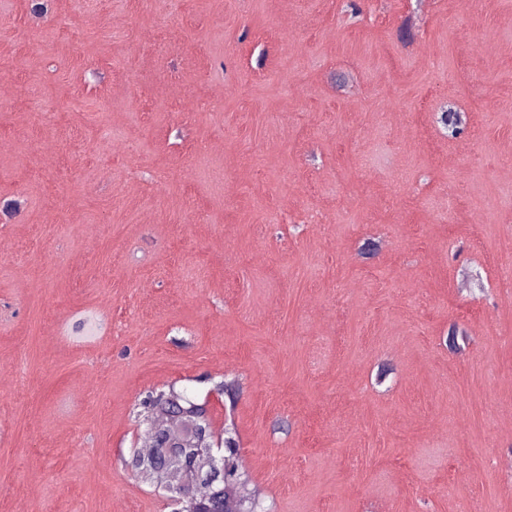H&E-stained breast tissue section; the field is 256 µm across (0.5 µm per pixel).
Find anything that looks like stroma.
Here are the masks:
<instances>
[{
  "label": "stroma",
  "mask_w": 512,
  "mask_h": 512,
  "mask_svg": "<svg viewBox=\"0 0 512 512\" xmlns=\"http://www.w3.org/2000/svg\"><path fill=\"white\" fill-rule=\"evenodd\" d=\"M0 84V512H172L171 386L270 512H512V0H0ZM154 392L149 394L140 404L136 412L139 424H144L143 417L150 411L157 418L152 421V448H143L150 451L147 454L137 453L127 462L136 475L146 470L164 468L175 464L190 475L209 470L208 456L204 448L215 447L212 423L207 415V409L202 404L195 403L184 392L172 391ZM179 412L184 418L194 424V438L192 443H183L172 438L165 431L164 417ZM145 425V424H144ZM148 431L145 425L144 432ZM151 449V450H150Z\"/></svg>",
  "instance_id": "1"
}]
</instances>
